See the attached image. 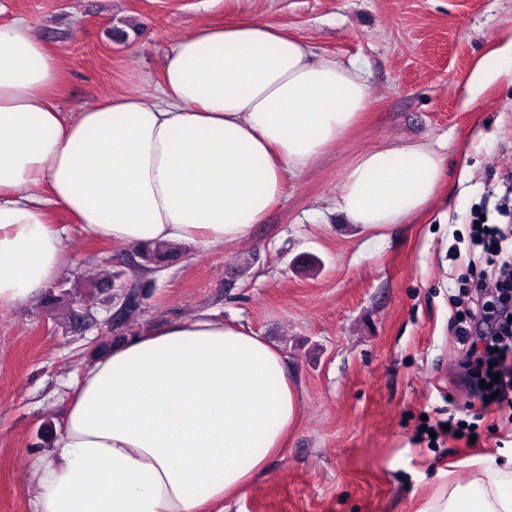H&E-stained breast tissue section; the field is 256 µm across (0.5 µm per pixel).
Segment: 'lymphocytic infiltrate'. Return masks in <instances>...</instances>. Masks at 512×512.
Returning a JSON list of instances; mask_svg holds the SVG:
<instances>
[{
	"label": "lymphocytic infiltrate",
	"instance_id": "1",
	"mask_svg": "<svg viewBox=\"0 0 512 512\" xmlns=\"http://www.w3.org/2000/svg\"><path fill=\"white\" fill-rule=\"evenodd\" d=\"M474 235L485 254L488 281L475 286L453 330L472 394L503 400L512 394V225L483 223Z\"/></svg>",
	"mask_w": 512,
	"mask_h": 512
}]
</instances>
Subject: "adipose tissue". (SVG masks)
<instances>
[{"instance_id": "obj_1", "label": "adipose tissue", "mask_w": 512, "mask_h": 512, "mask_svg": "<svg viewBox=\"0 0 512 512\" xmlns=\"http://www.w3.org/2000/svg\"><path fill=\"white\" fill-rule=\"evenodd\" d=\"M502 76L512 39L475 62L471 86ZM61 81L33 28L0 23V311L63 276L74 228L122 246L247 240L370 99L355 66L258 21L179 38L153 94L63 112ZM445 175L430 146L371 148L347 166L336 209L383 230L423 213ZM300 414L282 353L245 326L200 311L146 330L81 374L52 448L30 462L36 512H230ZM466 466L438 470L412 512H512V454Z\"/></svg>"}]
</instances>
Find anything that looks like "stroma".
<instances>
[{
	"instance_id": "35a3bbf8",
	"label": "stroma",
	"mask_w": 512,
	"mask_h": 512,
	"mask_svg": "<svg viewBox=\"0 0 512 512\" xmlns=\"http://www.w3.org/2000/svg\"><path fill=\"white\" fill-rule=\"evenodd\" d=\"M244 18L287 26L317 57L355 63L370 88L367 121L289 177L249 240L188 246L178 264L146 276L129 264L134 247L74 230L63 280L80 286L119 270L130 289L147 277L140 327L206 309L281 351L301 416L242 512H410L438 469L512 448V409L474 404L451 325L473 222L508 221L512 77L474 97L468 83L475 58L512 36V0H0L1 22L24 20L60 56L66 112L155 92L178 38ZM406 141L445 157L437 201L380 232L350 224L336 210L346 167L368 148ZM111 313L95 305L96 324L78 332L64 309L37 302L0 314V512H35L37 431L60 427L91 352L112 340ZM452 417L478 423L480 440L445 430Z\"/></svg>"
}]
</instances>
